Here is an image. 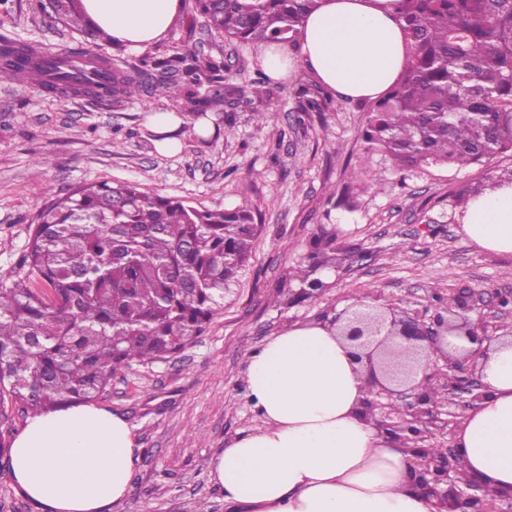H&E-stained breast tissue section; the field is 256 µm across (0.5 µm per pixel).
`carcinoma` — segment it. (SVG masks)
Returning a JSON list of instances; mask_svg holds the SVG:
<instances>
[{
    "instance_id": "1",
    "label": "carcinoma",
    "mask_w": 512,
    "mask_h": 512,
    "mask_svg": "<svg viewBox=\"0 0 512 512\" xmlns=\"http://www.w3.org/2000/svg\"><path fill=\"white\" fill-rule=\"evenodd\" d=\"M317 0H195L210 30L240 43L293 46ZM406 64L370 105L363 138L400 170L484 163L512 152V0H400ZM28 53L0 42V73L25 82ZM224 59L191 51L145 59L110 81L66 82L101 102L141 94L221 107ZM207 83L204 93L192 87ZM299 111L331 93L299 88ZM258 233L248 205L197 208L129 183L84 184L50 199L23 256V277L0 281V387L33 412L90 403L132 363L162 359L200 335ZM319 245L296 277L324 287Z\"/></svg>"
}]
</instances>
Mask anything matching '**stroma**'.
Instances as JSON below:
<instances>
[{"label": "stroma", "instance_id": "35a3bbf8", "mask_svg": "<svg viewBox=\"0 0 512 512\" xmlns=\"http://www.w3.org/2000/svg\"><path fill=\"white\" fill-rule=\"evenodd\" d=\"M47 51L82 45L120 68L142 57L191 50L223 58L225 84L240 107L210 109V136L178 132L180 152L159 153L146 126L167 99L105 104L48 93L0 74V279L14 275L35 215L49 193L78 184L123 181L192 206L231 208L249 200L260 231L249 262L204 332L177 354L135 363L98 404L124 416L140 446L127 499L112 512H227L209 463L256 422L244 387L247 353L297 322H328L356 298L403 299L410 307L465 288L512 291V255L475 246L464 234L456 193L512 173V152L482 164L398 171L361 137L368 102L331 98L297 121L304 69L258 86L256 44L211 33L194 0L167 37L140 56L73 28L40 0H0V39ZM269 118L256 122L253 110ZM52 164L36 170L35 157ZM366 168L367 191L348 192L349 173ZM335 253L316 297L300 295L294 271L313 243Z\"/></svg>", "mask_w": 512, "mask_h": 512}]
</instances>
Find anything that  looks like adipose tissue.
Listing matches in <instances>:
<instances>
[{"mask_svg": "<svg viewBox=\"0 0 512 512\" xmlns=\"http://www.w3.org/2000/svg\"><path fill=\"white\" fill-rule=\"evenodd\" d=\"M113 44L142 53L164 39L183 0H83ZM399 0H318L295 46L269 44L258 63L272 79L304 68L340 98L374 100L405 63ZM479 248L512 254V180L472 196L459 214ZM486 397L454 434L462 482L479 481L487 502L512 494V344L482 343ZM257 420L210 462L229 512H438L412 478L414 460L362 410L364 379L328 324L295 323L252 350L245 365ZM139 459L125 417L93 403L28 419L10 469L42 512H109L124 501Z\"/></svg>", "mask_w": 512, "mask_h": 512, "instance_id": "obj_1", "label": "adipose tissue"}]
</instances>
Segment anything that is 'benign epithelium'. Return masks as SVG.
Returning <instances> with one entry per match:
<instances>
[{"instance_id":"7a95c632","label":"benign epithelium","mask_w":512,"mask_h":512,"mask_svg":"<svg viewBox=\"0 0 512 512\" xmlns=\"http://www.w3.org/2000/svg\"><path fill=\"white\" fill-rule=\"evenodd\" d=\"M487 307L511 314L512 293L464 291L453 306L432 297L420 310L361 301L332 320L364 375L366 413L394 440L415 443L421 489L437 499L444 512H494L484 498L472 493L480 484H458L459 461L453 449L433 456L424 445L447 435L448 424L460 418L459 408L483 399L484 384L472 352L457 347L455 355H449L448 338L492 340L489 326L480 325Z\"/></svg>"}]
</instances>
